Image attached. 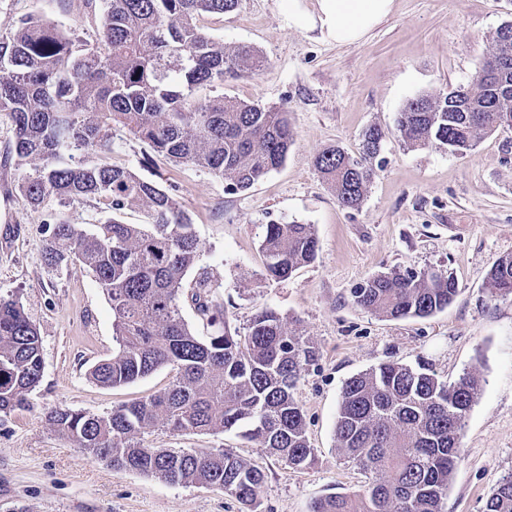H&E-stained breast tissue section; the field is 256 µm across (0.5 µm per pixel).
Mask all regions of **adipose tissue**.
I'll return each mask as SVG.
<instances>
[{
	"instance_id": "adipose-tissue-1",
	"label": "adipose tissue",
	"mask_w": 512,
	"mask_h": 512,
	"mask_svg": "<svg viewBox=\"0 0 512 512\" xmlns=\"http://www.w3.org/2000/svg\"><path fill=\"white\" fill-rule=\"evenodd\" d=\"M394 0H281L289 27L319 32L329 43H357L392 13Z\"/></svg>"
}]
</instances>
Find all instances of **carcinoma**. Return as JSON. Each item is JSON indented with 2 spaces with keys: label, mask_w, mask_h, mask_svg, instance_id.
Segmentation results:
<instances>
[{
  "label": "carcinoma",
  "mask_w": 512,
  "mask_h": 512,
  "mask_svg": "<svg viewBox=\"0 0 512 512\" xmlns=\"http://www.w3.org/2000/svg\"><path fill=\"white\" fill-rule=\"evenodd\" d=\"M84 2L98 28L94 44L35 17L0 36V112L14 123L3 166L34 164V173L18 182L28 207L53 196L64 204L105 201L114 211L146 209L148 224L112 219L92 232L60 220L44 258L54 267L76 261L90 269L111 303L116 350L89 369L91 382L127 385L168 366L176 374L163 390L110 413L56 409L49 421L93 456L111 458L116 471L215 487L245 512H261L265 474L258 466L228 448H146L141 433L149 427L235 430L288 466L306 468L314 452L294 390L318 348L268 309L255 314L245 335L231 331L224 310L208 299L204 272L191 300L211 332L198 335L181 312L183 280L199 257L191 218L157 185L89 155L109 151L112 126L121 125L171 161L206 169L244 191L284 164L293 141L288 111L194 97L200 86L222 85L265 64L254 48L226 47L197 25L198 17L230 12L239 0ZM487 59L500 61L497 75L407 101L396 129L408 146L462 154L487 135L512 129L511 21L496 30ZM382 141L381 129L370 126L359 157L337 145L316 157L317 171L342 206L364 200ZM65 155L69 162L62 164ZM261 252L267 275L285 279L314 261L317 239L309 224H269ZM485 290L492 300L512 296V255L492 264ZM457 293L445 272L394 268L365 281L352 300L390 319L427 318ZM41 347L19 299L0 296V413L27 405L40 385ZM480 391L473 374L448 382L422 362L382 363L349 378L340 395L336 446L371 482L355 495L315 499L309 512H444L465 419ZM484 512H512V474L491 490Z\"/></svg>",
  "instance_id": "obj_1"
}]
</instances>
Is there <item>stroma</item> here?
<instances>
[{
  "label": "stroma",
  "instance_id": "obj_1",
  "mask_svg": "<svg viewBox=\"0 0 512 512\" xmlns=\"http://www.w3.org/2000/svg\"><path fill=\"white\" fill-rule=\"evenodd\" d=\"M30 15L68 35L97 38L83 0H0V34ZM510 21L512 0H395L363 40L336 45L290 28L280 0H240L234 11L200 19L210 37L252 46L267 65L201 86L197 98L287 107L294 143L284 165L250 189L234 190L206 170L172 164L119 126L103 159L157 184L189 214L198 265L212 284L209 299L223 308L230 329L246 333L267 308L317 344L319 357L295 391L314 462L285 466L232 432L152 428L141 436L145 447L233 449L265 473L262 512H308L313 499L350 495L369 481L335 447L345 381L381 363L424 360L444 379L472 372L481 380L445 512H484L492 488L512 473V298L493 301L484 289L492 263L512 255V130L458 155L409 147L396 117L415 96L468 84L496 29ZM373 125L385 134L375 175L362 204L347 209L314 161L330 145L358 156L361 134ZM20 177L16 168H0V294L19 296L38 328L44 370L28 406L0 414V512H240L235 499L214 488L113 470L50 425L56 409L106 414L160 391L173 374L162 368L116 388L87 379L88 368L111 358L115 347L111 305L83 265H48L44 245L51 222L88 229L114 214L93 201L63 205L53 197L24 206ZM293 221L313 226L317 256L286 279L266 277V227ZM395 267L451 274L459 292L428 318L392 320L353 303L355 288Z\"/></svg>",
  "mask_w": 512,
  "mask_h": 512
}]
</instances>
